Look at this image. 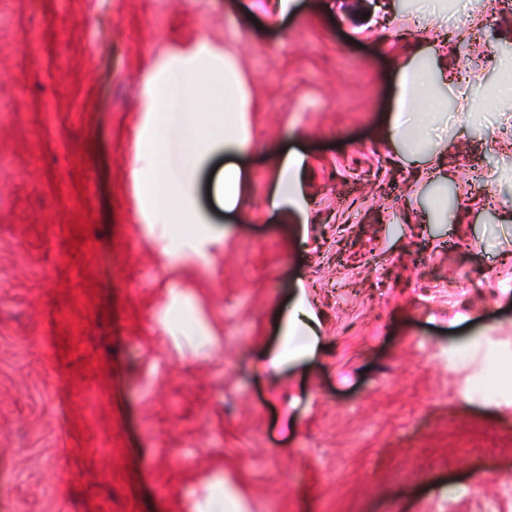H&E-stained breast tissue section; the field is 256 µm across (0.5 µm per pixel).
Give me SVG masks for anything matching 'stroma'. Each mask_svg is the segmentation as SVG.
<instances>
[{
	"label": "stroma",
	"instance_id": "stroma-1",
	"mask_svg": "<svg viewBox=\"0 0 512 512\" xmlns=\"http://www.w3.org/2000/svg\"><path fill=\"white\" fill-rule=\"evenodd\" d=\"M252 3L0 0V512H202L219 487L241 512H512V0ZM202 45L235 59L252 134L169 256L135 197L142 83ZM436 48L461 82L420 179L384 127L399 65ZM276 149L308 163L282 213ZM230 161L240 220L211 179ZM301 290L320 346L267 370Z\"/></svg>",
	"mask_w": 512,
	"mask_h": 512
}]
</instances>
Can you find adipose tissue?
Wrapping results in <instances>:
<instances>
[{"instance_id": "adipose-tissue-1", "label": "adipose tissue", "mask_w": 512, "mask_h": 512, "mask_svg": "<svg viewBox=\"0 0 512 512\" xmlns=\"http://www.w3.org/2000/svg\"><path fill=\"white\" fill-rule=\"evenodd\" d=\"M165 77L149 72L143 95L148 103L144 122L153 128V136L138 146L133 175L136 197L149 201L151 221L167 227V240L180 237V226H174L172 214L180 212L182 224H193L197 216L192 193L198 171L217 149H244L249 139L248 124L243 112L244 90L232 59H225L223 75H216L206 50H198L181 65L165 64ZM447 66L432 56L413 59L399 71V97L396 111L384 130L388 140L398 144L403 155L422 153L428 132L427 122L436 113L442 100L431 91L433 77H444ZM180 99L183 112L191 118V144L186 165L171 171L164 158V141L160 134L168 102ZM279 169L269 205L285 208L300 197L298 172L301 156L277 155ZM314 314L305 294L293 301L283 326L287 348L276 351L270 362L279 366L285 360L311 355L316 346Z\"/></svg>"}]
</instances>
